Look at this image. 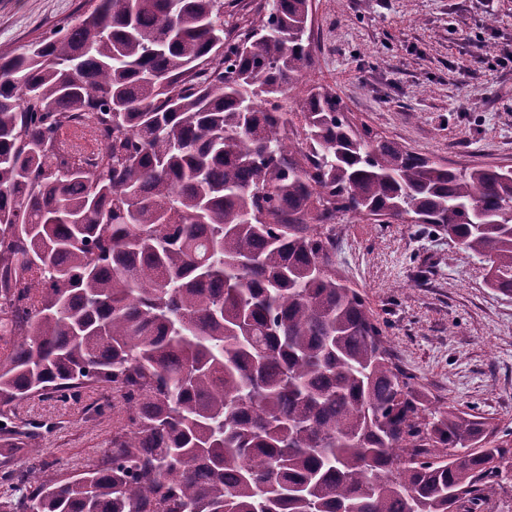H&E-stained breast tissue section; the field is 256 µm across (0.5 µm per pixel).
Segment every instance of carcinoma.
Instances as JSON below:
<instances>
[{
    "mask_svg": "<svg viewBox=\"0 0 512 512\" xmlns=\"http://www.w3.org/2000/svg\"><path fill=\"white\" fill-rule=\"evenodd\" d=\"M0 56V437L7 410L109 383L102 462L0 472V512H477L512 430L430 408L336 267V217L423 215L512 295V166L360 133L313 87L312 0H87ZM93 115L82 165L59 131Z\"/></svg>",
    "mask_w": 512,
    "mask_h": 512,
    "instance_id": "carcinoma-1",
    "label": "carcinoma"
}]
</instances>
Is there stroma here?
<instances>
[{
    "mask_svg": "<svg viewBox=\"0 0 512 512\" xmlns=\"http://www.w3.org/2000/svg\"><path fill=\"white\" fill-rule=\"evenodd\" d=\"M318 45L290 91L327 86L349 118L454 167L512 165V0H313ZM84 0H0V54L50 35ZM342 274L387 325L398 364L434 405L512 428V296L486 288L478 258L427 224L336 221ZM107 385L76 399L34 398L47 426L36 460L79 472L107 448L122 410L96 414Z\"/></svg>",
    "mask_w": 512,
    "mask_h": 512,
    "instance_id": "1",
    "label": "stroma"
}]
</instances>
